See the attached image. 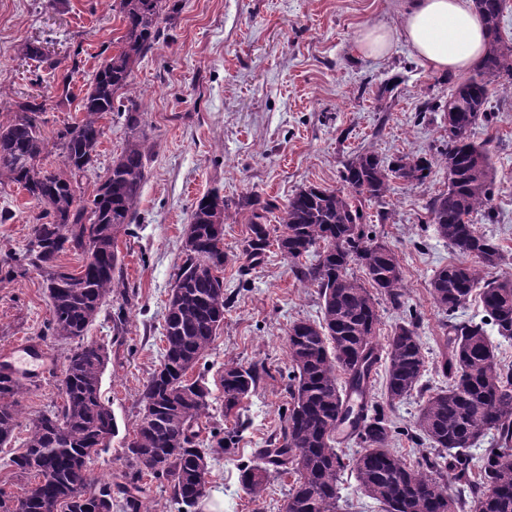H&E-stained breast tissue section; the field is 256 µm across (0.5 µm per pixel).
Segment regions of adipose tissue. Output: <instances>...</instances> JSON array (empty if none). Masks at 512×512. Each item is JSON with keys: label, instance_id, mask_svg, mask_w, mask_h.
Segmentation results:
<instances>
[{"label": "adipose tissue", "instance_id": "adipose-tissue-1", "mask_svg": "<svg viewBox=\"0 0 512 512\" xmlns=\"http://www.w3.org/2000/svg\"><path fill=\"white\" fill-rule=\"evenodd\" d=\"M402 38L413 54L441 74L475 65L485 31L472 0H401Z\"/></svg>", "mask_w": 512, "mask_h": 512}]
</instances>
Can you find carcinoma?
<instances>
[{
	"label": "carcinoma",
	"mask_w": 512,
	"mask_h": 512,
	"mask_svg": "<svg viewBox=\"0 0 512 512\" xmlns=\"http://www.w3.org/2000/svg\"><path fill=\"white\" fill-rule=\"evenodd\" d=\"M488 32L487 47L475 73L448 94L428 103L443 113L438 161L448 173V188L432 199L428 211L437 234L458 260L439 268L429 282L435 306L448 316V349L436 370L448 380L422 398L406 435L425 447L417 464H407L391 448L395 429L390 414L422 391L427 371L413 310L396 324L385 342L378 340L379 304L406 307L407 288L396 253L365 231L366 207L380 202L400 181L423 183L431 161L403 155L385 162L374 153L348 158L342 187L309 186L279 207L251 209L241 242L242 266L258 264L275 245L295 268L299 280L317 288L321 315L288 328L291 363L284 426L258 462L242 470L241 485L254 501L264 497L275 474L293 484L286 512H337L341 474L349 470L359 490L383 512H512V367L502 364L487 333L512 339V277L494 276L503 252L480 233L473 216L492 218L493 174L485 145L473 130L488 119L496 92L512 95V37L500 24L509 0H473ZM125 33L119 47L99 65L83 97V118L64 122L46 136L45 103L32 98L15 103L0 118V184L10 183L37 202L41 211L24 248L0 258L7 274L37 272L46 285L50 335L71 344L61 380L62 403L43 412L28 430L20 451L9 459L17 477L32 475L35 485L18 497L0 494V512H157L139 485L143 475L167 482L177 512H189L206 497L214 454L235 449L237 430L217 442L201 436L209 391L189 372L208 354L224 326V236L216 226L229 217L228 204L213 189L199 199L185 231L183 260L172 275L165 306L159 367L140 397V412L124 446L125 468L88 493V464L109 447L117 430L112 409L102 399L108 363L104 344L87 333L115 289L122 287L117 239L137 218L146 182V152L140 136L143 112L133 86V71L163 35L166 0H119ZM24 55L50 61L42 47L29 43ZM124 118L130 131L94 194L86 198L81 178L94 165L103 136L100 119ZM60 151L61 164L48 169L42 155ZM68 251L86 263L77 273L60 264ZM314 255L315 262L303 259ZM358 266L362 275L352 273ZM476 299L481 321H459L456 314ZM385 363L383 397H370L376 365ZM258 371L230 359L224 363V416H239L253 395ZM23 379L0 364V447L20 426L18 397ZM344 425L359 450L349 457L339 448ZM497 440L479 456L471 449L485 437ZM457 494H448V480Z\"/></svg>",
	"instance_id": "cac0c4a2"
}]
</instances>
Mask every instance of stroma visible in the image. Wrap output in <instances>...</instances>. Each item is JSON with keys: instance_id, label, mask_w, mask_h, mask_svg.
<instances>
[{"instance_id": "1", "label": "stroma", "mask_w": 512, "mask_h": 512, "mask_svg": "<svg viewBox=\"0 0 512 512\" xmlns=\"http://www.w3.org/2000/svg\"><path fill=\"white\" fill-rule=\"evenodd\" d=\"M164 11L165 38L137 64L133 82L144 110L147 181L136 221L120 235V277L129 292L127 320L115 332L111 307H103L89 338L103 343L109 361L101 394L118 423L109 448L89 466L92 483L123 469L124 441L140 411L143 386L158 367L165 304L171 276L183 258L184 233L195 202L219 189L229 204L224 226V326L210 354L196 368L210 391L207 429L223 437L241 423L233 454H221L208 476L209 496L196 512L218 504L222 512H281L293 482L272 478L262 500L240 484V469L279 434L288 406L289 325L320 316L316 288L299 281L278 249L267 251L248 273L238 255L246 218L255 202L284 205L299 189L341 185L344 161L359 152L384 160L423 154L433 159L419 185L395 184L382 205H371L367 225L397 254L409 307L420 318L418 332L430 369L424 389L444 386L435 369L445 349L448 317L429 292L433 272L457 256L429 221L428 206L446 190L448 176L437 165L441 115L424 104L446 98L458 75H442L417 59L403 40L389 55L359 54L355 39L371 26L399 28V0H174ZM124 32L110 0H0V77L9 84L0 109L40 94L46 101L45 132L81 118V99L93 81L104 49ZM42 45L61 71H71L73 97L58 105L59 73L25 58L28 43ZM393 90L378 97L381 84ZM489 121L475 129L487 142L495 171L494 222L477 219L508 259L500 274L512 275V97L492 96ZM97 160L83 180L92 195L129 136L123 120L102 119ZM0 256L28 240L38 206L13 185H0ZM50 306L37 272L0 279V358L18 342L42 343L52 370L19 398L23 441L32 421L60 403L59 378L66 344L46 331ZM235 359L257 365V391L239 420L224 416L221 375Z\"/></svg>"}]
</instances>
